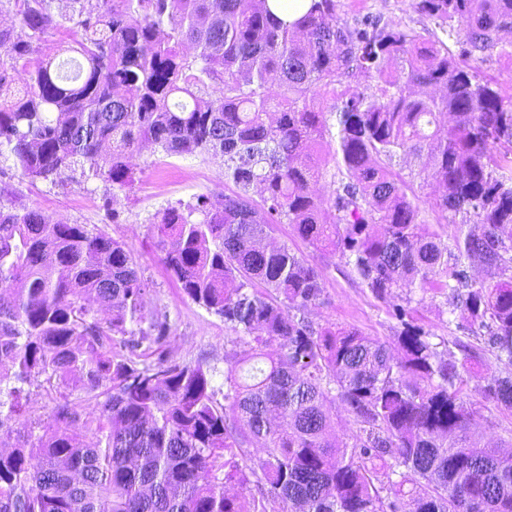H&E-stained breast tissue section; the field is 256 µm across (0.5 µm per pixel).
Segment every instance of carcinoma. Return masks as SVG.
<instances>
[{"mask_svg": "<svg viewBox=\"0 0 512 512\" xmlns=\"http://www.w3.org/2000/svg\"><path fill=\"white\" fill-rule=\"evenodd\" d=\"M12 2L29 34L0 29V156L52 183L87 162L122 190L144 145L222 155L235 189L168 207L157 238L182 293L248 349L225 354L218 401L211 370L171 358L168 323L146 321L148 283L124 244L0 206V512H512V443L475 434L469 349L433 341L400 294L444 299L483 337L504 371L480 392L512 409V96L477 67L497 48L512 59V0H413L456 53L378 13L350 23L337 0L292 23L268 0H69L58 15L53 0ZM50 29L72 38L44 50ZM322 92L329 112L314 107ZM408 155L426 159L416 174L395 169ZM417 178L446 223L462 216L453 236L424 230ZM278 224L389 304L392 342L308 319L322 278L267 241ZM39 381L104 400L87 417L58 403L41 434L4 442ZM338 403L351 444L332 433Z\"/></svg>", "mask_w": 512, "mask_h": 512, "instance_id": "obj_1", "label": "carcinoma"}]
</instances>
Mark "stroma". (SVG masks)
<instances>
[{"label": "stroma", "instance_id": "obj_1", "mask_svg": "<svg viewBox=\"0 0 512 512\" xmlns=\"http://www.w3.org/2000/svg\"><path fill=\"white\" fill-rule=\"evenodd\" d=\"M337 12L348 21L369 12L379 13L386 21L411 28L429 41L441 35L435 21L415 11L410 0H339ZM132 162L135 182L130 189L120 191L94 177L85 164L63 183H33L20 175L12 159L1 157L0 205L33 208L56 221L85 224L128 245L149 281L146 318L169 324L167 349L171 357L191 365L205 361L216 370L214 385L223 386L224 354L233 348L230 331L221 317L189 300L177 288L156 246L155 225L168 207L192 202L200 195L223 193L224 159L219 155L166 157L147 147L135 152ZM271 239L288 246L321 274L323 298L309 312V319L320 325L352 326L364 335L393 341L399 331L397 322L387 314L385 304L360 284L344 260L311 247L289 224L276 226ZM417 322L436 336L474 351L466 375L471 379L467 398L477 411L475 432L489 446L512 439V409L488 403L472 382L473 377H487L499 370L483 340L450 322L441 298L428 294L420 297ZM65 398L85 415L96 408L95 398L85 393L35 385L30 389V420L46 421L56 402Z\"/></svg>", "mask_w": 512, "mask_h": 512}]
</instances>
